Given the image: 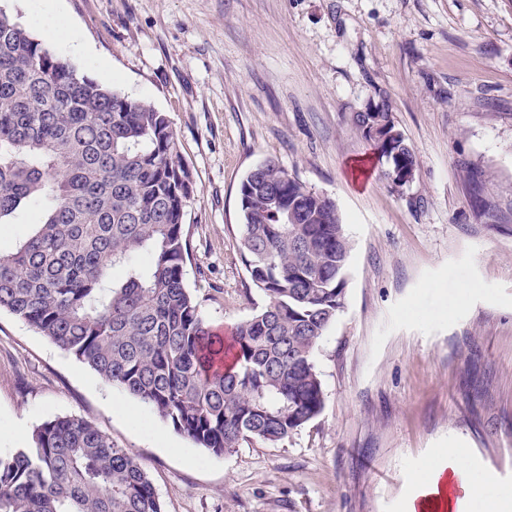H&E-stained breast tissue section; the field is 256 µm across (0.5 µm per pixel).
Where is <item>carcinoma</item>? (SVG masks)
<instances>
[{"mask_svg": "<svg viewBox=\"0 0 512 512\" xmlns=\"http://www.w3.org/2000/svg\"><path fill=\"white\" fill-rule=\"evenodd\" d=\"M354 123L379 157L415 165L390 113ZM189 168L168 115L78 73L0 9V224L38 207L0 250V311L215 455L276 445L315 419L319 339L344 307L350 253L335 201L278 163L239 188L238 251L267 304L224 343L185 283ZM0 512H163L139 462L75 416L0 455Z\"/></svg>", "mask_w": 512, "mask_h": 512, "instance_id": "1", "label": "carcinoma"}]
</instances>
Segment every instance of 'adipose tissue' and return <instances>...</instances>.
<instances>
[{
	"label": "adipose tissue",
	"mask_w": 512,
	"mask_h": 512,
	"mask_svg": "<svg viewBox=\"0 0 512 512\" xmlns=\"http://www.w3.org/2000/svg\"><path fill=\"white\" fill-rule=\"evenodd\" d=\"M493 481L491 473L476 472L459 449H446L420 477L418 499L409 502L407 512H422L431 505L442 512H512V498L487 497Z\"/></svg>",
	"instance_id": "1"
}]
</instances>
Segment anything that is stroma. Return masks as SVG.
<instances>
[{"label":"stroma","mask_w":512,"mask_h":512,"mask_svg":"<svg viewBox=\"0 0 512 512\" xmlns=\"http://www.w3.org/2000/svg\"><path fill=\"white\" fill-rule=\"evenodd\" d=\"M90 79L169 116L193 174L185 281L208 323L260 310L239 186L272 159L333 199L342 311L314 354L324 408L217 456L0 312V453L76 415L147 472L164 512H404L442 449L512 496V0H0ZM387 108L398 187L352 116ZM504 221L478 213L464 167Z\"/></svg>","instance_id":"1"}]
</instances>
